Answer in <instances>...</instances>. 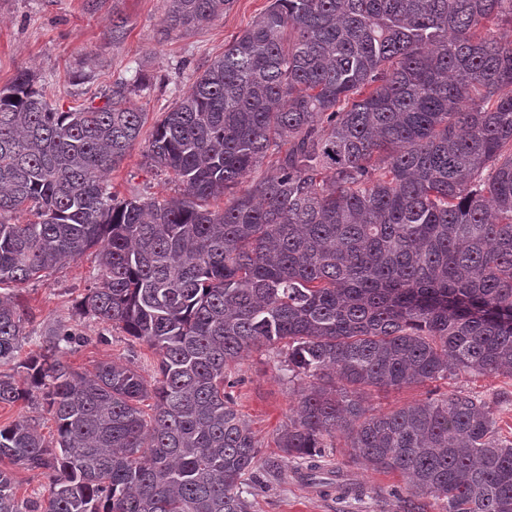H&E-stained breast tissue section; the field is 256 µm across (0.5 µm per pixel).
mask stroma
<instances>
[{
	"label": "stroma",
	"instance_id": "1",
	"mask_svg": "<svg viewBox=\"0 0 512 512\" xmlns=\"http://www.w3.org/2000/svg\"><path fill=\"white\" fill-rule=\"evenodd\" d=\"M269 0H234L223 17L197 30L161 37L164 0H0V88L11 83L18 68L37 77L46 99L60 109L101 103L113 83L141 72L145 85L130 100L156 122L185 93L196 76L224 51L225 42L247 28ZM123 18L126 33L113 40L112 21ZM144 143H137L109 181L120 196L173 195L163 173L146 161ZM96 271L94 253L69 261L47 277L23 284L20 298L29 314L25 323L31 339L52 327H65L85 336L86 342L67 356L81 371L101 361L132 363L145 380H152L157 357L149 346L111 327L83 319L75 308ZM232 394L236 409L249 420L260 441L261 456L253 474L252 512H403L401 497L409 493L396 472H366L348 462V441L337 436L329 462L342 465L351 482L363 486V502L323 495L302 479L290 463L268 465L279 450L277 430L288 421L298 382L289 381L275 353L249 352L234 373ZM442 393H469L490 403L497 430L512 440V377L459 375L435 382L433 387L368 391L369 407L390 411L426 400L429 389Z\"/></svg>",
	"mask_w": 512,
	"mask_h": 512
}]
</instances>
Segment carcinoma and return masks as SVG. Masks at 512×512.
<instances>
[{
    "mask_svg": "<svg viewBox=\"0 0 512 512\" xmlns=\"http://www.w3.org/2000/svg\"><path fill=\"white\" fill-rule=\"evenodd\" d=\"M165 2L168 35L233 0ZM140 83L68 111L26 69L0 88V215L37 216L0 220V367L16 369L0 403L36 392L56 431L0 427V460L50 478L21 500L0 469V512H250L261 445L228 370L274 346L305 381L276 447L309 479L343 434L353 463L409 480L407 512L425 496L512 512L488 402L363 398L512 376V0H270L155 123L146 158L180 187L161 201L105 181L142 135ZM92 248L77 313L153 349L150 383L131 364L74 370L81 337L61 329L19 359L12 288Z\"/></svg>",
    "mask_w": 512,
    "mask_h": 512,
    "instance_id": "cac0c4a2",
    "label": "carcinoma"
}]
</instances>
